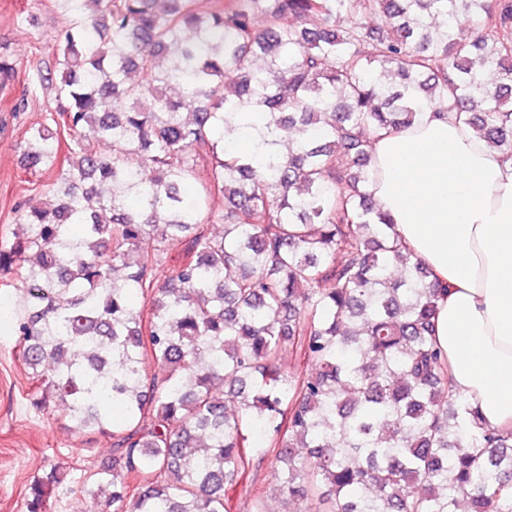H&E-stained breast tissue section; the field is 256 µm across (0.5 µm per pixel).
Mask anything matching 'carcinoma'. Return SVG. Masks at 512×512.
<instances>
[{
    "instance_id": "1",
    "label": "carcinoma",
    "mask_w": 512,
    "mask_h": 512,
    "mask_svg": "<svg viewBox=\"0 0 512 512\" xmlns=\"http://www.w3.org/2000/svg\"><path fill=\"white\" fill-rule=\"evenodd\" d=\"M57 2L53 106L19 149L62 198L21 196L0 284L21 283L32 404L112 436L85 491L105 512H228L266 462L253 512H512V430L450 390L439 288L369 192L372 138L427 107L512 155V0ZM17 77L1 53L0 85ZM247 113L264 134L241 157L224 129ZM69 473L33 480L27 512ZM270 469L267 463L258 468L249 470V475L243 483L239 482L235 488L226 490V498L230 512H252L253 501L250 492L246 491L245 484L254 487H263L270 482Z\"/></svg>"
}]
</instances>
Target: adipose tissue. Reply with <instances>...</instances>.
I'll return each mask as SVG.
<instances>
[{
    "instance_id": "obj_1",
    "label": "adipose tissue",
    "mask_w": 512,
    "mask_h": 512,
    "mask_svg": "<svg viewBox=\"0 0 512 512\" xmlns=\"http://www.w3.org/2000/svg\"><path fill=\"white\" fill-rule=\"evenodd\" d=\"M369 191L440 288L435 343L483 426L512 430V158L427 108L375 136Z\"/></svg>"
}]
</instances>
